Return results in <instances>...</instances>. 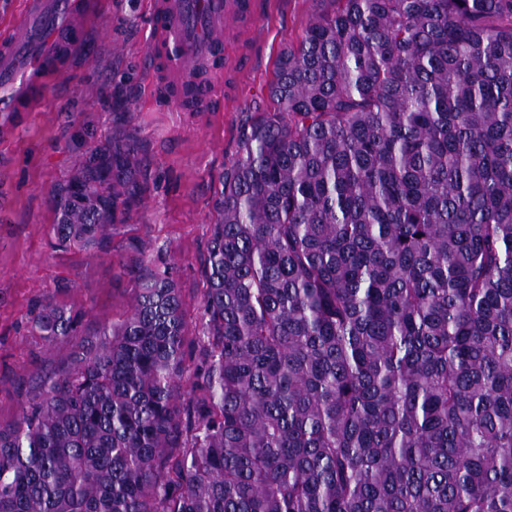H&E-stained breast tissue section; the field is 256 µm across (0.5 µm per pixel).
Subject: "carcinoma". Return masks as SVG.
Returning a JSON list of instances; mask_svg holds the SVG:
<instances>
[{
    "mask_svg": "<svg viewBox=\"0 0 512 512\" xmlns=\"http://www.w3.org/2000/svg\"><path fill=\"white\" fill-rule=\"evenodd\" d=\"M219 175L192 337L132 240L127 315L63 289L70 354L0 420V512H512V0H316ZM62 251L149 189L122 118L71 137Z\"/></svg>",
    "mask_w": 512,
    "mask_h": 512,
    "instance_id": "cac0c4a2",
    "label": "carcinoma"
}]
</instances>
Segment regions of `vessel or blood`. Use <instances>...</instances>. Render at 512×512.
I'll return each mask as SVG.
<instances>
[{
	"mask_svg": "<svg viewBox=\"0 0 512 512\" xmlns=\"http://www.w3.org/2000/svg\"><path fill=\"white\" fill-rule=\"evenodd\" d=\"M261 0H157L154 36L148 49L159 76L156 95L178 103V91L197 64L210 66L208 80L198 81L201 105L212 100L225 43L241 29H256ZM90 10L76 0H28L4 41L0 42V124L37 102V92L59 64L61 53L82 51Z\"/></svg>",
	"mask_w": 512,
	"mask_h": 512,
	"instance_id": "1",
	"label": "vessel or blood"
}]
</instances>
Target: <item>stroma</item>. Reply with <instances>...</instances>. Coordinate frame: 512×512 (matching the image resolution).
I'll use <instances>...</instances> for the list:
<instances>
[{
  "instance_id": "stroma-1",
  "label": "stroma",
  "mask_w": 512,
  "mask_h": 512,
  "mask_svg": "<svg viewBox=\"0 0 512 512\" xmlns=\"http://www.w3.org/2000/svg\"><path fill=\"white\" fill-rule=\"evenodd\" d=\"M87 31L93 56L76 55L38 108L17 113L0 131V419L17 411L19 380L60 365L69 347L46 345L26 325L31 298L67 285L68 302L83 305L93 325L122 319L133 284L117 266L48 245L53 216L47 199L78 158L69 137L81 124L110 128L115 100L146 148L150 191L138 213L113 240L122 255L132 239L168 249L178 266L190 331L201 318L200 260L221 185L219 174L236 154L245 113L266 109L267 84L281 48L297 43L315 11L314 0H267L260 37L244 34L227 45L235 67L214 111L186 112L154 97L148 69L150 0H103Z\"/></svg>"
}]
</instances>
